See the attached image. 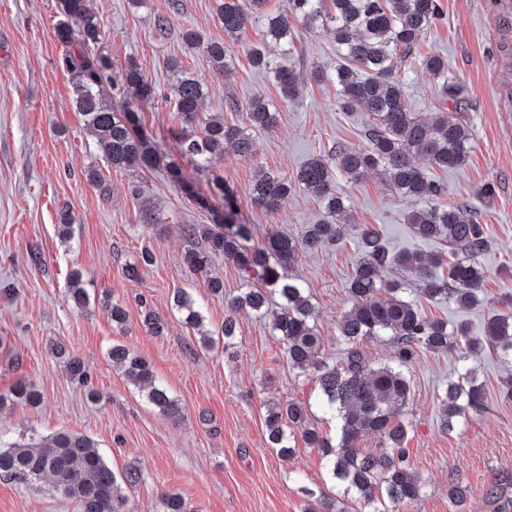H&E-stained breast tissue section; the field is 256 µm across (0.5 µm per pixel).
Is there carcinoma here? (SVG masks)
<instances>
[{"instance_id":"cac0c4a2","label":"carcinoma","mask_w":512,"mask_h":512,"mask_svg":"<svg viewBox=\"0 0 512 512\" xmlns=\"http://www.w3.org/2000/svg\"><path fill=\"white\" fill-rule=\"evenodd\" d=\"M62 2L68 20L56 27V34L69 47L62 64L72 76L75 109L83 115L87 129L98 136L112 167L133 172L156 167L160 159L138 132L135 111L116 108L105 95L106 88L121 86L134 89V97L147 101L153 98L155 88L133 60L118 75L103 71L101 62L106 55L95 49L101 25L93 0ZM259 5L260 0H221L218 10L226 41L205 44L192 30L184 32L182 40L191 50L205 44L212 71L227 73L229 42L237 39L251 10ZM288 9L309 30L330 27L335 31L342 57L335 74L338 102L344 109L360 107L368 115L365 143L360 148L339 145L330 159L313 157L299 170L297 184L324 205L327 220L309 225L299 237L273 234L263 247L251 243L253 229L239 220L233 191L224 188L222 178L214 177L224 198V211L212 212V223L199 229L193 225L186 228L191 236L199 234L205 246L187 250L183 263L190 272L204 275L212 260L222 256L263 287L246 288L228 297L224 325L216 334L202 330L204 318L188 291L176 292L173 303L182 323L198 331L202 347L212 349L220 343L231 346L238 313L245 310L265 315L269 302L279 298L274 336L283 344L291 367L310 373L317 382L322 398L336 410L342 425L334 444L308 422L301 402H274L265 420L268 444L287 457L293 453L290 434L302 432L307 445L328 457L333 477L346 491L372 507L371 512H394L400 503L417 501L423 486L408 461L404 448L408 424L403 421V408L411 393L407 370L418 350L446 353L458 349L465 359L491 348L502 359L512 360V312L491 315L482 334L474 336L463 324L450 327L427 318L417 299L404 296L401 282L388 278L389 272L399 271L422 283L420 292L425 299L462 308L480 302L486 279L478 261L489 246L483 225L467 209L442 204V185L427 176L431 167L465 166L473 148L471 133L445 116L430 123L421 120L408 107L398 75L399 68L417 62L435 76L444 73L440 57L416 53L417 43L438 16L437 0H288ZM267 34L281 44L283 56L292 53L288 16L269 19ZM250 60L273 75L283 100H299L302 75L295 67L281 64L261 49L252 50ZM174 75L172 96L180 121L176 136L181 153L202 172L210 171L228 148L241 157L250 156L252 140L245 128L224 121L222 112H200L205 82L178 66ZM246 120L255 130L271 131L277 125V112L267 101L255 99L246 107ZM371 171L383 172L400 196L422 203L409 215L414 234L450 247L456 259L448 262L444 251L433 255L394 252L377 228L353 225L360 252L348 284L352 307L338 323L345 354L330 365L319 358L316 306L292 267L300 254L344 236L345 226L337 217L347 214L350 207L336 194L334 173L360 179ZM290 191L288 181L269 172L258 174L249 188L253 203L267 210L278 207ZM70 283L71 300L77 306L86 305L88 293L80 287L81 275L73 273ZM384 336L396 344L394 361L375 365L364 355L363 346ZM110 356L128 378L147 390L151 404L175 421L182 419L181 404L156 380L149 363L121 345L112 346ZM39 400L40 394L24 383L0 394V406L9 401L33 406ZM442 405V426L452 431L459 421L483 409L485 393L466 371L448 383ZM371 433L381 436V447H360L361 438ZM0 473L24 480L50 477L54 489L75 504L76 512H127L123 487L141 480L139 469L115 472L91 438L68 431L0 447ZM161 512H187V507L180 494L169 492L161 499Z\"/></svg>"}]
</instances>
